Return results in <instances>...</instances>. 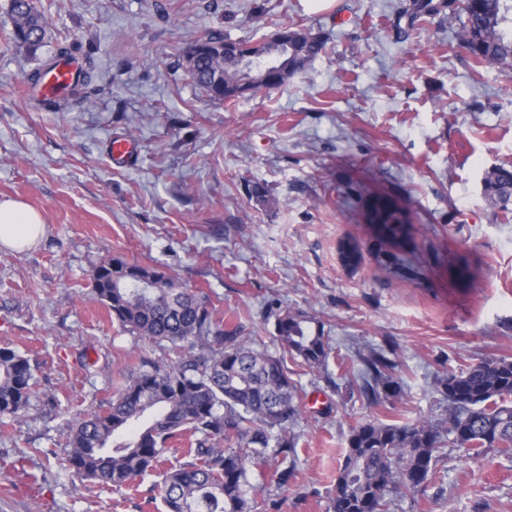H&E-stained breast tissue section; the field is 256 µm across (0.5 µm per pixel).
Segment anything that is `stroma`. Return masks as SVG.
Here are the masks:
<instances>
[{"label":"stroma","mask_w":512,"mask_h":512,"mask_svg":"<svg viewBox=\"0 0 512 512\" xmlns=\"http://www.w3.org/2000/svg\"><path fill=\"white\" fill-rule=\"evenodd\" d=\"M38 54L6 43L0 0V201L38 211L32 246H0V347L27 357L34 395L0 417V512H164L157 489L184 463L170 443L159 467L130 486L79 482L62 468L67 433L106 408L141 360L172 363L96 302L92 275L112 257L157 266L240 317L268 352L279 349L270 308L316 317L327 365L290 364L304 389L295 478L254 473L251 512H328L352 427L440 422L438 381L485 357L512 358V220L483 197L488 171L512 166V80L476 66L461 21L395 26L408 0H41ZM165 5L162 19L157 5ZM326 40L288 85L234 103L210 100L177 66L205 30L260 41L274 27ZM98 64L93 105L38 107L21 83L59 45ZM138 144L115 166L110 143ZM261 183L268 203L247 196ZM403 208L405 236L361 223L359 195ZM355 239L363 260L344 266ZM393 346L402 366L394 404L352 394L345 371ZM436 473L389 512H512V456L446 446Z\"/></svg>","instance_id":"stroma-1"}]
</instances>
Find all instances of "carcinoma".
<instances>
[{
  "label": "carcinoma",
  "instance_id": "obj_1",
  "mask_svg": "<svg viewBox=\"0 0 512 512\" xmlns=\"http://www.w3.org/2000/svg\"><path fill=\"white\" fill-rule=\"evenodd\" d=\"M9 11V40L37 53L46 37L39 0H10ZM444 12L463 17L460 41L476 63L512 74V0H411L402 15L412 30ZM221 45L227 46L222 54ZM325 47L321 36L304 29L280 27L256 43L207 31L181 49L178 64L210 99L228 102L288 84ZM96 79L87 53L70 96L91 103ZM483 193L493 208L512 213V169L488 172ZM363 217L371 224L408 223L401 209L381 199L368 203ZM343 247L345 265H359V246L348 240ZM92 293L126 331L163 345L177 360L168 367L142 361L108 408L74 421L66 459L72 476L122 487L153 470L170 442L192 437V460L164 474L166 512H249L246 488L255 465L278 463V483L288 485L303 388L290 376L287 359L310 367L327 361L331 346L320 322L302 311L271 309L282 350L276 356L255 348L242 323L224 321L208 295L121 256L95 269ZM398 367L394 349H373L352 389L369 405L391 404L401 390ZM33 379L26 357L0 348L1 416H15L28 405ZM440 392L448 401L445 427L367 421L351 429L329 512H389L393 498L428 483L447 441L466 453L496 448L512 454V360L488 357L450 372L440 379Z\"/></svg>",
  "mask_w": 512,
  "mask_h": 512
}]
</instances>
